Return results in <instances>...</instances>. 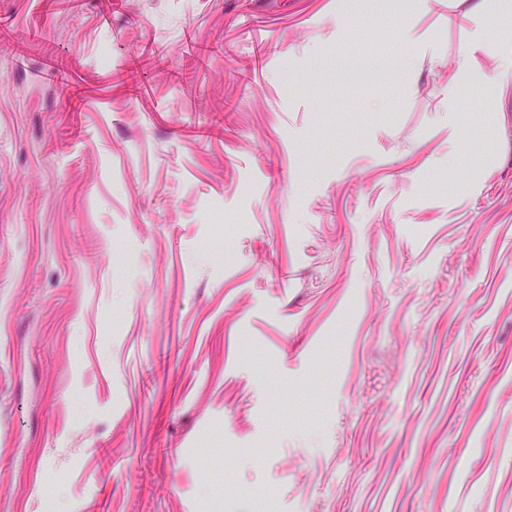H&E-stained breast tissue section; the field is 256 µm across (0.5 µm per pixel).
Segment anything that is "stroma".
Instances as JSON below:
<instances>
[{
    "label": "stroma",
    "instance_id": "stroma-1",
    "mask_svg": "<svg viewBox=\"0 0 512 512\" xmlns=\"http://www.w3.org/2000/svg\"><path fill=\"white\" fill-rule=\"evenodd\" d=\"M0 512H512V0H0Z\"/></svg>",
    "mask_w": 512,
    "mask_h": 512
}]
</instances>
